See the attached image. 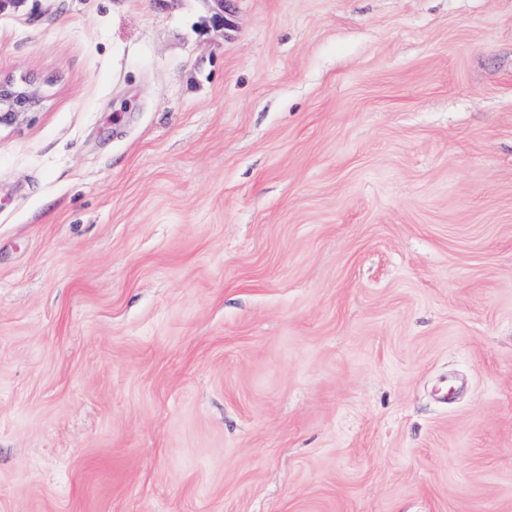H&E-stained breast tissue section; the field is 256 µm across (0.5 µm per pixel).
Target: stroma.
Masks as SVG:
<instances>
[{
	"label": "stroma",
	"mask_w": 512,
	"mask_h": 512,
	"mask_svg": "<svg viewBox=\"0 0 512 512\" xmlns=\"http://www.w3.org/2000/svg\"><path fill=\"white\" fill-rule=\"evenodd\" d=\"M21 0L0 512H512V0Z\"/></svg>",
	"instance_id": "obj_1"
}]
</instances>
